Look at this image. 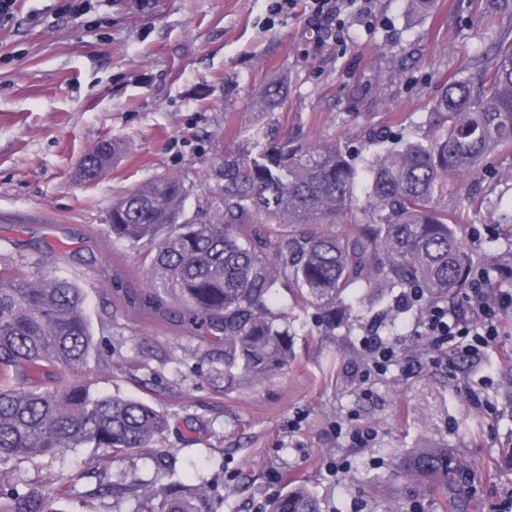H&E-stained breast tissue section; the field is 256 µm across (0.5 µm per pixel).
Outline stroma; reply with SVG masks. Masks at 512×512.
Listing matches in <instances>:
<instances>
[{"instance_id":"1","label":"stroma","mask_w":512,"mask_h":512,"mask_svg":"<svg viewBox=\"0 0 512 512\" xmlns=\"http://www.w3.org/2000/svg\"><path fill=\"white\" fill-rule=\"evenodd\" d=\"M273 0H18L0 24V260L74 279L100 353L84 371L93 389L152 404L168 417L157 442L164 469L136 453L107 475L156 484L206 483L218 512H269L290 479L306 481L325 512H382L377 480L398 454L429 441L456 448L481 479L483 512H512V413L495 397L501 355L512 350V311L478 356L462 359L426 335L429 307L400 314L395 332L363 317L325 332L284 281L293 354L286 372L225 390L224 347L172 317L116 300L142 287L144 249L112 241L107 212L135 184L160 175L186 189L184 220L224 209L218 161L252 134L287 130L334 141L364 167L395 140L431 135L435 97L498 38L493 0H340L345 38L312 28L302 10ZM288 81L284 106L260 109L266 88ZM124 150L100 179L83 182V155L105 140ZM479 184L490 202L464 198ZM476 257H496L512 229V151L487 158L476 180L450 183ZM383 343L397 356L369 367ZM96 448L11 464L18 490L66 481L65 512H115L91 497Z\"/></svg>"}]
</instances>
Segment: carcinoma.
<instances>
[{
	"instance_id": "1",
	"label": "carcinoma",
	"mask_w": 512,
	"mask_h": 512,
	"mask_svg": "<svg viewBox=\"0 0 512 512\" xmlns=\"http://www.w3.org/2000/svg\"><path fill=\"white\" fill-rule=\"evenodd\" d=\"M509 16L499 43L477 77L462 71L433 104V135L409 141L370 160L368 191L338 144L295 135H254L249 149L220 162L224 214L211 224L180 221L183 183L159 176L115 199L108 214L112 240L147 245L145 288L123 297L155 311L179 307L180 322L224 342V390L288 369L292 357L287 306L274 296L284 279L306 307L322 314L325 329L344 325L355 309V287L401 289L407 301L443 302L466 288L512 283L507 256L478 266L462 225L448 205V179L474 178L494 151L512 148V0H496ZM287 91L272 86L262 108L283 105ZM120 147L104 141L81 160L79 176L96 182ZM361 211L366 224L342 233L321 229ZM95 353L76 281L50 270L27 273L0 264V466L66 448L93 446L117 457L145 451L165 462L155 443L167 419L140 400L98 394L82 378ZM497 394L512 405V363L503 367ZM395 476L438 490L457 512H479L476 476L455 462L448 444L404 456ZM0 512H64L62 496L37 488L5 489ZM133 512H218L204 483L180 480L160 487L132 479L116 488L100 483ZM270 512H322L303 482L271 504Z\"/></svg>"
}]
</instances>
